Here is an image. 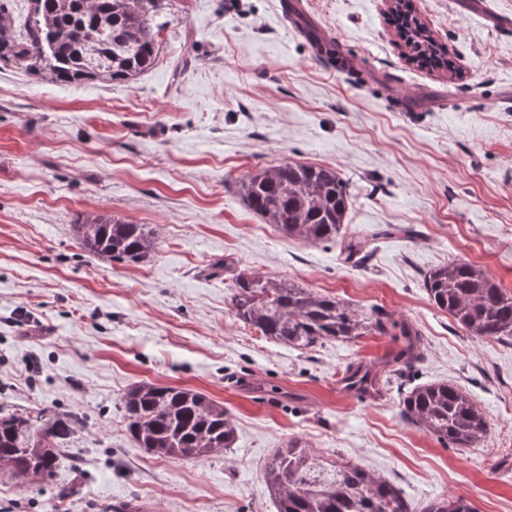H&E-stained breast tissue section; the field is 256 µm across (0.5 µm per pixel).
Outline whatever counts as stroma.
Listing matches in <instances>:
<instances>
[{"label": "stroma", "mask_w": 512, "mask_h": 512, "mask_svg": "<svg viewBox=\"0 0 512 512\" xmlns=\"http://www.w3.org/2000/svg\"><path fill=\"white\" fill-rule=\"evenodd\" d=\"M291 2L354 71L316 57L280 0H166L156 63L131 83L0 65V406L79 417L51 479L0 471V512H276L263 470L293 437L393 480L415 512L448 497L512 512V341L467 336L422 282L463 260L512 292V0H413L452 72L406 61L388 0ZM288 160L348 182L338 240L284 238L245 206L240 181ZM87 213L153 226L156 252L90 258L73 231ZM350 238L368 252L357 265ZM236 269L384 310L422 357L378 395L349 392L345 370L385 358L391 336L266 340L230 304ZM442 381L487 416L474 447L401 416L406 390ZM141 382L224 405L234 447L146 453L121 411Z\"/></svg>", "instance_id": "35a3bbf8"}]
</instances>
